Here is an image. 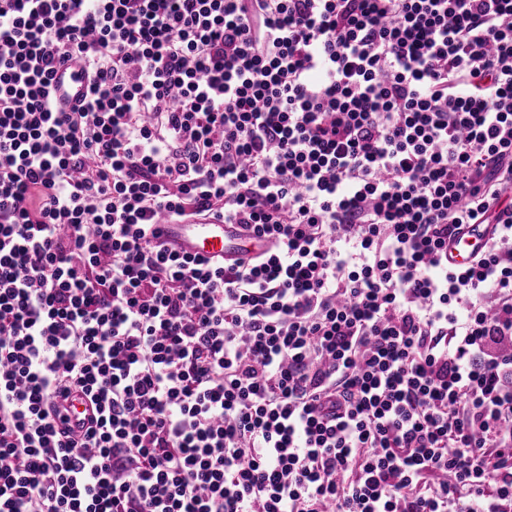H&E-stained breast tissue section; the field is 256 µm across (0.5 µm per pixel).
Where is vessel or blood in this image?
I'll return each mask as SVG.
<instances>
[{
  "label": "vessel or blood",
  "mask_w": 512,
  "mask_h": 512,
  "mask_svg": "<svg viewBox=\"0 0 512 512\" xmlns=\"http://www.w3.org/2000/svg\"><path fill=\"white\" fill-rule=\"evenodd\" d=\"M55 85L59 93L76 100L85 91L86 81L78 68L65 66L58 70ZM161 240L172 244L178 251L205 257L239 256L242 252L265 250L266 242L260 238H246L236 225L218 218H192L184 221L166 220L157 226ZM492 232L491 225L470 224L463 233L448 244L449 266L468 267L480 252Z\"/></svg>",
  "instance_id": "b4317fda"
}]
</instances>
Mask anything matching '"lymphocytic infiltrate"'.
<instances>
[{
    "instance_id": "lymphocytic-infiltrate-1",
    "label": "lymphocytic infiltrate",
    "mask_w": 512,
    "mask_h": 512,
    "mask_svg": "<svg viewBox=\"0 0 512 512\" xmlns=\"http://www.w3.org/2000/svg\"><path fill=\"white\" fill-rule=\"evenodd\" d=\"M0 512H512V0H0ZM55 85L61 95L74 102L85 92L86 80L78 68L65 66L58 70ZM156 229L159 239L191 255L228 258L237 257L246 250L258 252L267 248L263 239H247L235 224H224L218 218H192L184 221L168 219L157 224ZM492 228L489 224L467 225L458 238L448 242V265L459 269L468 267L482 250Z\"/></svg>"
}]
</instances>
